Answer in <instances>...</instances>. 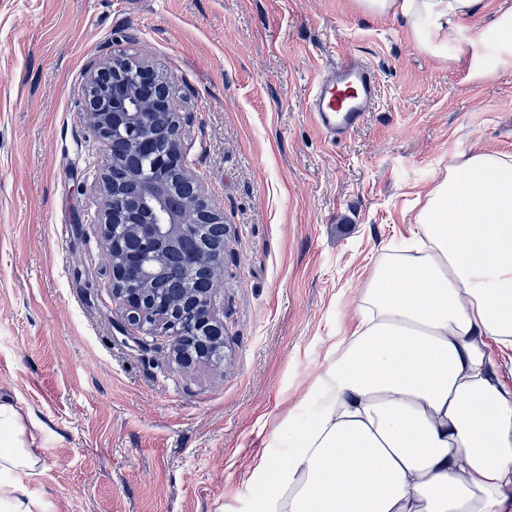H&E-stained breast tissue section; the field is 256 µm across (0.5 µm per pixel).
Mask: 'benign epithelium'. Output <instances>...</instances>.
<instances>
[{
	"mask_svg": "<svg viewBox=\"0 0 512 512\" xmlns=\"http://www.w3.org/2000/svg\"><path fill=\"white\" fill-rule=\"evenodd\" d=\"M121 59L103 60L86 75L84 88V114L103 145H108L111 129L123 126L133 136L132 150L149 155L155 170L175 167L189 183L193 198L187 205L173 211L166 210L169 184L162 179L143 181L140 196L135 205L118 213L112 209V198L121 192V182L111 175V165H106L100 183L102 210L99 223L103 228L109 252L112 253V296L118 301L116 322L121 326H133L140 331H160L172 338L173 351L177 357L192 362L205 358L198 345L183 344L177 324L191 322L202 336L223 337L224 322L217 317L212 298L186 300L166 314H160L147 296L150 272L141 262L139 248L149 245L158 257L175 251L185 263L201 264L204 268L224 271V245H219L206 256H201L197 246L196 224L208 222L224 223V215L206 198L202 182L186 168L183 145L180 138V118L173 102L166 103L169 112H153L154 93L150 88L153 71L141 62L132 68V73L120 81L107 83V79L118 72ZM170 118V135L167 149L157 152L154 148L153 130L161 116ZM166 211L165 219L151 224L143 219L131 217L150 211ZM127 224L137 245L130 248L112 235V225Z\"/></svg>",
	"mask_w": 512,
	"mask_h": 512,
	"instance_id": "obj_1",
	"label": "benign epithelium"
}]
</instances>
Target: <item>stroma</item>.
Instances as JSON below:
<instances>
[{"instance_id": "1", "label": "stroma", "mask_w": 512, "mask_h": 512, "mask_svg": "<svg viewBox=\"0 0 512 512\" xmlns=\"http://www.w3.org/2000/svg\"><path fill=\"white\" fill-rule=\"evenodd\" d=\"M346 52L379 100L333 144L306 107ZM113 55L172 81L186 162L224 213L221 360L178 364L168 337L112 322L82 88ZM462 150L512 154V56L422 54L355 0H0V393L46 452L24 492L46 512H224L252 457L287 460L279 407Z\"/></svg>"}]
</instances>
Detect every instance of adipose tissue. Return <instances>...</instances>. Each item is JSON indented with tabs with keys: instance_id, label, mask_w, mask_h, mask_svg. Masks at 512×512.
<instances>
[{
	"instance_id": "adipose-tissue-1",
	"label": "adipose tissue",
	"mask_w": 512,
	"mask_h": 512,
	"mask_svg": "<svg viewBox=\"0 0 512 512\" xmlns=\"http://www.w3.org/2000/svg\"><path fill=\"white\" fill-rule=\"evenodd\" d=\"M483 0H356L423 54L512 52V9ZM306 418H299V410ZM287 462L265 453L234 512H512V155L456 153L405 248L374 262L351 330L283 407ZM25 414L0 396V512H43ZM509 6L512 7V0H484V8L479 15L464 24L470 30L483 27L491 23L500 10Z\"/></svg>"
}]
</instances>
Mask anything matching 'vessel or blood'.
<instances>
[{"instance_id":"1","label":"vessel or blood","mask_w":512,"mask_h":512,"mask_svg":"<svg viewBox=\"0 0 512 512\" xmlns=\"http://www.w3.org/2000/svg\"><path fill=\"white\" fill-rule=\"evenodd\" d=\"M377 92L371 65L359 56H346L315 80L309 116L329 141H343L374 110Z\"/></svg>"}]
</instances>
